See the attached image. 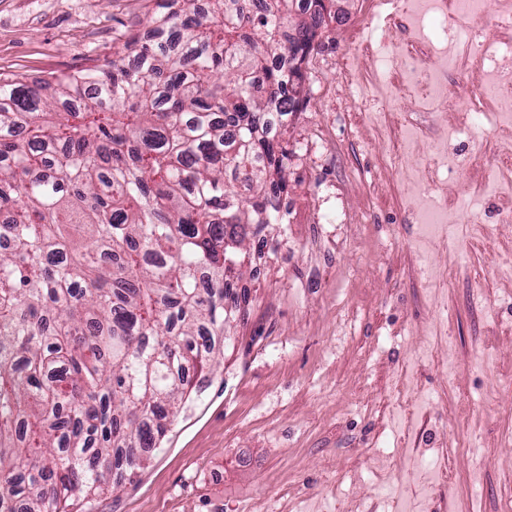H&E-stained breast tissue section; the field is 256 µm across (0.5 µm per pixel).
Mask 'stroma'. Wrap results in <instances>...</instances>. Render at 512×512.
Segmentation results:
<instances>
[{
    "instance_id": "stroma-1",
    "label": "stroma",
    "mask_w": 512,
    "mask_h": 512,
    "mask_svg": "<svg viewBox=\"0 0 512 512\" xmlns=\"http://www.w3.org/2000/svg\"><path fill=\"white\" fill-rule=\"evenodd\" d=\"M307 60L305 106L288 124L286 228L249 241L224 359L147 468L92 512H356L402 494L512 506V222L486 172L512 153L437 120L434 95L392 93L395 58H425L428 82L477 98L493 74L448 40L442 17L393 0H340ZM156 0H0V74L28 79L103 66L143 32ZM458 53L456 70L440 58ZM438 147L446 162L423 160ZM476 198L449 209L452 239L425 220L430 192ZM440 447L393 439L419 425L390 406L404 369Z\"/></svg>"
}]
</instances>
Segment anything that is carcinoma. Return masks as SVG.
<instances>
[{"label":"carcinoma","instance_id":"obj_1","mask_svg":"<svg viewBox=\"0 0 512 512\" xmlns=\"http://www.w3.org/2000/svg\"><path fill=\"white\" fill-rule=\"evenodd\" d=\"M162 0L104 68L0 77V512L131 478L223 355L334 0ZM264 75L266 96L253 90Z\"/></svg>","mask_w":512,"mask_h":512}]
</instances>
